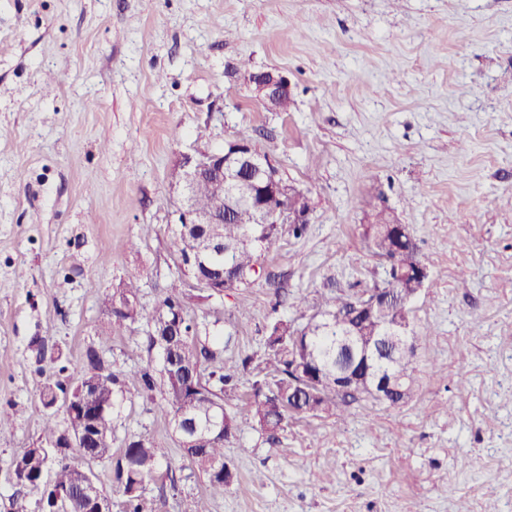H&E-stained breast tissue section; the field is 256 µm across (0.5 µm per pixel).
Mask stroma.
Masks as SVG:
<instances>
[{
	"mask_svg": "<svg viewBox=\"0 0 512 512\" xmlns=\"http://www.w3.org/2000/svg\"><path fill=\"white\" fill-rule=\"evenodd\" d=\"M274 68L290 111L246 78ZM242 133L314 210L263 257L287 276L281 306L263 283L186 280L190 314L232 338L225 371L263 362L273 318L305 323L321 293L381 280L369 199L429 265L412 309L432 334L408 405L296 417L271 445L239 404L221 496L160 395L124 400L113 449L148 436L170 475L145 512H512V0H0V512L42 496L11 462L41 435L53 356L70 384L90 349L111 372L159 367L145 324L110 334L107 299L132 280L156 305L179 275L181 156Z\"/></svg>",
	"mask_w": 512,
	"mask_h": 512,
	"instance_id": "stroma-1",
	"label": "stroma"
}]
</instances>
